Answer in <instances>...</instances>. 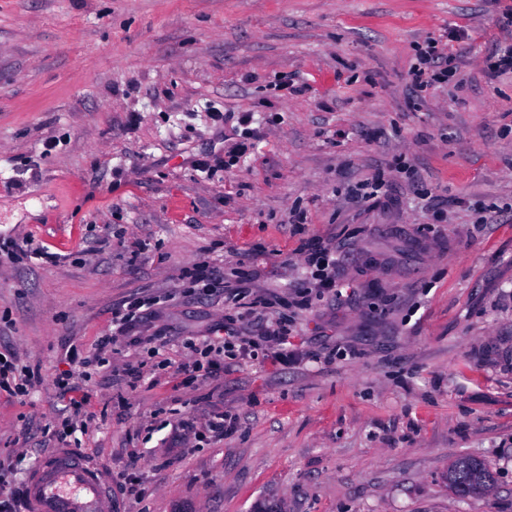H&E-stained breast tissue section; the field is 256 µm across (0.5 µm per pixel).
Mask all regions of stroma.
Masks as SVG:
<instances>
[{
    "instance_id": "obj_1",
    "label": "stroma",
    "mask_w": 512,
    "mask_h": 512,
    "mask_svg": "<svg viewBox=\"0 0 512 512\" xmlns=\"http://www.w3.org/2000/svg\"><path fill=\"white\" fill-rule=\"evenodd\" d=\"M456 26L462 85L409 110L415 44ZM511 36L490 0H0V237L60 255L0 267V351L42 373L25 399L0 393L19 478L59 446L69 346L147 296L132 333L151 344H118L82 384L75 447L116 512H512V77L485 72ZM284 75L305 92L278 95ZM246 111L263 136L224 167ZM378 168L387 197L352 204ZM314 239L347 290L296 311L303 360L188 383L183 339L237 312L186 270L209 258L285 299ZM217 412V443L170 427ZM462 455L492 471L483 495L446 486Z\"/></svg>"
}]
</instances>
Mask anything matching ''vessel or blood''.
<instances>
[{"label": "vessel or blood", "instance_id": "b4317fda", "mask_svg": "<svg viewBox=\"0 0 512 512\" xmlns=\"http://www.w3.org/2000/svg\"><path fill=\"white\" fill-rule=\"evenodd\" d=\"M27 512H111L102 471L68 448L45 457L23 489Z\"/></svg>", "mask_w": 512, "mask_h": 512}]
</instances>
